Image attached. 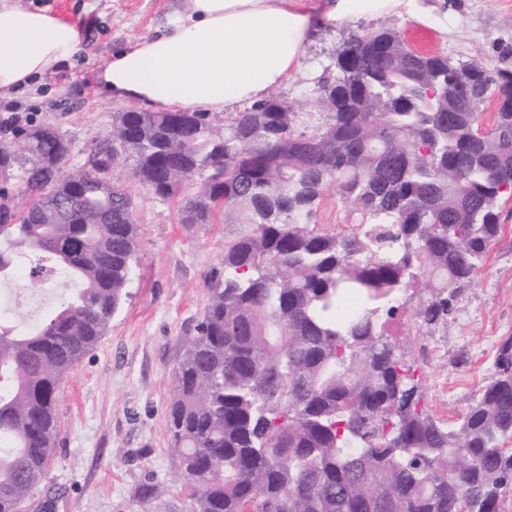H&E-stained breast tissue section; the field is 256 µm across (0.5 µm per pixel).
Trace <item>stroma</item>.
<instances>
[{"label": "stroma", "instance_id": "stroma-1", "mask_svg": "<svg viewBox=\"0 0 512 512\" xmlns=\"http://www.w3.org/2000/svg\"><path fill=\"white\" fill-rule=\"evenodd\" d=\"M73 22H84L83 50L33 87L0 99L6 110L38 124L59 127L71 140L70 168L80 167L87 141L109 130L122 104L96 96L93 70L114 50L156 33L187 0H25ZM420 16L358 18L319 30L302 67L275 95L296 114L298 130L326 123L318 103L320 83L336 74L339 47L353 34L395 27L420 52L445 54L464 63L512 69V0H419ZM132 196L139 224L138 263L130 295L114 314L99 343L61 381L56 405L58 445L47 475L25 512H189V491L169 451L167 416L171 377L193 335L206 299L205 276L218 266L226 240L243 227L209 224L190 231L175 203L155 199L126 163L112 170ZM315 229L337 236L354 232L359 214L328 192L313 218ZM486 259L448 323L433 330L414 319L390 332L423 374L432 415L456 422L496 375L499 344L512 336V200ZM60 275L38 285L29 267L0 283V298L40 300L21 307L15 324L34 325L76 291ZM161 485L152 494V485Z\"/></svg>", "mask_w": 512, "mask_h": 512}]
</instances>
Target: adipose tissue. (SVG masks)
Listing matches in <instances>:
<instances>
[{"label": "adipose tissue", "instance_id": "adipose-tissue-1", "mask_svg": "<svg viewBox=\"0 0 512 512\" xmlns=\"http://www.w3.org/2000/svg\"><path fill=\"white\" fill-rule=\"evenodd\" d=\"M188 2L186 16L94 70L101 96L157 112H229L290 78L324 25L398 13L411 0ZM81 48L80 25L22 0H0V99L54 72Z\"/></svg>", "mask_w": 512, "mask_h": 512}]
</instances>
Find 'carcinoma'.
<instances>
[{
  "label": "carcinoma",
  "mask_w": 512,
  "mask_h": 512,
  "mask_svg": "<svg viewBox=\"0 0 512 512\" xmlns=\"http://www.w3.org/2000/svg\"><path fill=\"white\" fill-rule=\"evenodd\" d=\"M321 86L328 121L297 130L275 95L224 127L205 112L112 115L83 165L53 126L0 141V281L39 257L82 288L27 330L0 322V512H22L56 447L63 375L107 330L137 263L120 161L189 229L227 219L208 301L174 372L170 451L190 512H501L512 492V337L497 375L452 425L431 415L418 368L389 327L402 297L448 322L500 231L512 196V70L419 57L392 27L352 35ZM500 101L493 122L472 110ZM368 222L311 228L325 192Z\"/></svg>",
  "instance_id": "1"
}]
</instances>
